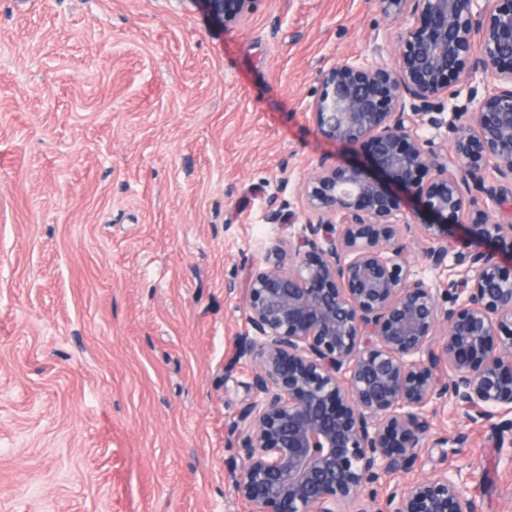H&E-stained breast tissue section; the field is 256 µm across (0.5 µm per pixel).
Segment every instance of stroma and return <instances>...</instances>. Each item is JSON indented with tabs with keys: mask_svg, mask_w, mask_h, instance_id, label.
<instances>
[{
	"mask_svg": "<svg viewBox=\"0 0 512 512\" xmlns=\"http://www.w3.org/2000/svg\"><path fill=\"white\" fill-rule=\"evenodd\" d=\"M402 26L378 0H0V512H253L246 281L321 158L366 159L320 133L323 73L395 66ZM431 423L346 512L454 468L512 512V411ZM216 14L224 17L226 22L242 19L256 0H205Z\"/></svg>",
	"mask_w": 512,
	"mask_h": 512,
	"instance_id": "35a3bbf8",
	"label": "stroma"
}]
</instances>
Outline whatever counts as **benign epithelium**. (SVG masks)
I'll return each mask as SVG.
<instances>
[{"mask_svg":"<svg viewBox=\"0 0 512 512\" xmlns=\"http://www.w3.org/2000/svg\"><path fill=\"white\" fill-rule=\"evenodd\" d=\"M226 22L254 0H207ZM402 15L397 65L344 60L314 103L328 140L368 153L331 163L304 188L301 232L250 274L248 335L260 363L238 413L234 497L256 512H341L383 476L408 467L433 413L452 402L486 420L512 406V0H379ZM493 83L470 107L443 100L476 79ZM444 127L450 143L422 138ZM421 203L458 278L433 284L406 253L415 228L401 198ZM459 228L490 248L466 253ZM377 512H476L461 470L393 492Z\"/></svg>","mask_w":512,"mask_h":512,"instance_id":"1","label":"benign epithelium"}]
</instances>
